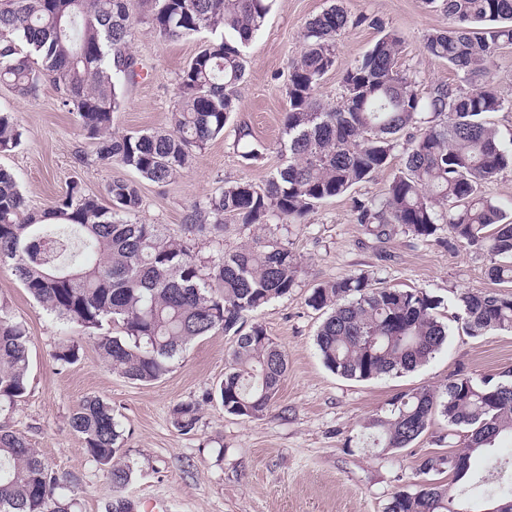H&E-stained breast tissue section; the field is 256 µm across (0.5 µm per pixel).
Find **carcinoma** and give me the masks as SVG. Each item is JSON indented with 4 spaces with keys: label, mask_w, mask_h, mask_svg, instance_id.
Listing matches in <instances>:
<instances>
[{
    "label": "carcinoma",
    "mask_w": 512,
    "mask_h": 512,
    "mask_svg": "<svg viewBox=\"0 0 512 512\" xmlns=\"http://www.w3.org/2000/svg\"><path fill=\"white\" fill-rule=\"evenodd\" d=\"M453 21L429 34L425 52L448 62L457 82L422 94L417 78L400 68L403 39L376 18L351 19L337 4L308 20L302 51L292 62L283 113L280 152L285 165L262 187L250 181L224 186L218 196L194 203L186 227L198 238L224 235L230 218L250 240L206 260L160 224L135 220L143 200L139 183L115 178L107 186L112 208L72 181L55 205L37 215L13 175L0 168V266H7L29 294L57 319L83 330L111 322L115 336L97 338L100 353L133 382L151 383L197 338L221 331L234 338L224 378L212 395L224 412L258 418L272 407L288 370L285 351L259 324L245 318L295 287L298 259L272 224L307 223L321 203L371 181L405 155L378 197L355 198L356 223L375 239L396 229L445 246L480 251L488 278L505 290L464 291L458 320L471 336L512 332V221L484 193L486 184L512 170V147L486 120L512 110L494 81L500 49L512 45V0H426ZM137 0H0V82L20 94L48 80L79 125L95 141L101 160L116 163L156 184L172 181L191 157L224 134L236 110L233 89L245 75L242 48L261 30L272 0H154L150 18L163 39L209 29L207 43L178 79L170 127L135 134L112 132L122 105L121 83L137 74L129 51ZM375 28L372 46L345 69L336 104L319 97L324 76L336 66V44L354 25ZM22 132L0 113V152L15 148ZM242 156L257 160L264 145L246 125L237 128ZM308 304L325 311L315 343L324 365L364 381L411 372L445 345L448 325L440 301L424 289L379 285L367 274H348L313 289ZM31 337L24 323L0 305V409L28 388ZM77 340L61 343L63 368L79 359ZM174 426L189 433L198 405L176 404ZM466 429L463 448L422 456L417 475L447 472L456 482L471 477V458L512 436V370L504 379L460 370L441 389L401 393L390 409L365 424L366 448H410L435 416ZM70 427L84 449L107 467L112 485L128 484L121 463L125 444L112 407L84 399ZM69 480L55 477L20 435L0 423V512H73ZM386 512H470L448 488L422 483L391 496Z\"/></svg>",
    "instance_id": "carcinoma-1"
}]
</instances>
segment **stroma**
<instances>
[{
  "instance_id": "obj_1",
  "label": "stroma",
  "mask_w": 512,
  "mask_h": 512,
  "mask_svg": "<svg viewBox=\"0 0 512 512\" xmlns=\"http://www.w3.org/2000/svg\"><path fill=\"white\" fill-rule=\"evenodd\" d=\"M334 3L350 17L374 15L401 32L400 62L417 75L419 91L454 80L447 62L423 50L430 33L450 24L425 0H273L263 28L243 51L246 73L234 89L237 110L223 136L213 139L171 182L141 181L140 223L164 225L202 257L246 242V234L233 230L219 240H198L185 232L183 217L194 202L218 194L225 183L243 179L261 185L284 165L278 142L288 106L289 66L300 54L305 22ZM148 10L145 2L139 5L140 20L130 44L139 74L123 82V104L112 115V130L119 134L169 126L178 77L210 38L203 30L162 39L147 20ZM377 37L376 29L361 24L339 41L336 67L320 88L324 103H335L343 71ZM0 112L14 114L22 126L21 144L0 153V167L14 175L28 211L49 209L74 180L109 204L108 183L131 175L100 160L94 141L50 82H41L29 96L0 84ZM242 123L264 144L260 159H245L234 150ZM403 162L402 152H394L388 169L372 181L355 187L351 195L323 202L307 224L285 233L299 261L296 286L251 319L286 351L288 372L273 408L259 418L227 414L208 397L224 377L231 337L217 332L197 339L159 380L136 383L123 378L85 332L43 309L7 268H0V304L26 325L32 338L27 392L13 409L0 413V423L22 435L51 472L72 477L74 512H106L120 497L135 504L159 498L167 512H385L396 491L419 484L414 471L419 457L462 448L464 429H449L440 417L412 447L396 452L355 442L369 417L383 413L396 394L424 385L443 387L460 369L497 378L512 368V333L472 337L455 319L457 293L492 287L486 255L401 232L379 243L356 224L353 198L379 195ZM360 272L375 274L385 285L422 288L441 299V319L451 334L428 363L368 381L343 378L324 366L315 345L324 314L307 299L318 284ZM70 338L79 341L80 357L63 368L53 353ZM94 395L111 404L125 433L123 461L133 474L119 491L69 426L79 403ZM186 401L199 405L196 429L188 434L171 420L172 407ZM471 464L473 479L466 486L450 484L445 474L433 480L483 501L501 494L505 481L489 471L485 456H473Z\"/></svg>"
}]
</instances>
